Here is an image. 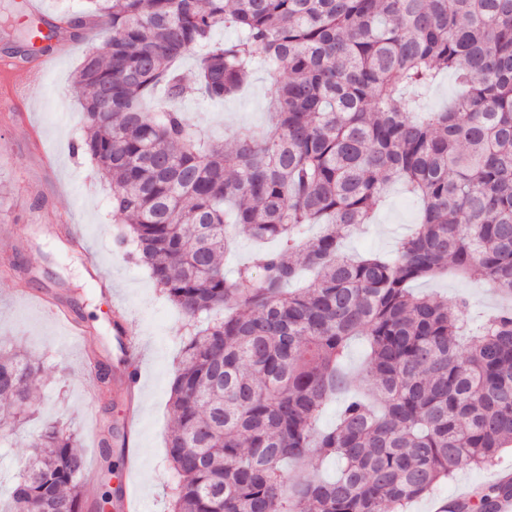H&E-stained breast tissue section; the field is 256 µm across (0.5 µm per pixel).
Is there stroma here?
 <instances>
[{"mask_svg": "<svg viewBox=\"0 0 512 512\" xmlns=\"http://www.w3.org/2000/svg\"><path fill=\"white\" fill-rule=\"evenodd\" d=\"M76 0H0V60L14 63L15 77L39 60L20 38L24 28L55 29L39 94L25 104L28 124L10 120L8 85L0 82V258L10 255L16 267L0 277V346L14 347L39 358L44 366L34 397L35 417L0 433V496H7L29 452L33 436L48 422H65L78 436V451L87 469L103 475L117 454L103 455L96 430L101 422L121 427L126 398L120 378L126 367L117 359L112 340L113 306L122 307L131 332L143 348L142 405L131 431L140 469L130 479L144 512H167L172 481L165 438L173 424L169 384L179 361L188 320L156 288L147 272L129 263L113 245L121 224L109 209L110 186L88 159L72 151L81 128L82 92L74 73L83 56L102 49L107 26L73 29L62 14ZM282 72L258 64L250 85L236 99L212 102L199 96L179 107L191 124L214 138L231 142L237 132L262 129ZM419 207L402 187H392L374 224L353 229L342 247L349 253H389L418 220ZM78 239H71L70 229ZM97 252L101 277L92 276L85 250ZM415 294H435L471 302L472 314L499 304L482 280L445 277L414 284ZM66 310L83 321L84 342L67 340L45 305ZM112 366L108 393H87L83 370L93 361ZM512 469V450H503L495 467L463 468L441 485L435 496L409 504L406 512H432L435 498L454 499L461 489L489 486L495 471Z\"/></svg>", "mask_w": 512, "mask_h": 512, "instance_id": "35a3bbf8", "label": "stroma"}]
</instances>
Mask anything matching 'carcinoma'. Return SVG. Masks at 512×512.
<instances>
[{
	"label": "carcinoma",
	"instance_id": "cac0c4a2",
	"mask_svg": "<svg viewBox=\"0 0 512 512\" xmlns=\"http://www.w3.org/2000/svg\"><path fill=\"white\" fill-rule=\"evenodd\" d=\"M106 19L104 51L75 80L74 151L111 180L116 245L188 319L165 439L171 512H404L463 467L512 443V307L464 335L467 300L411 285L478 277L512 298V0H80L70 24ZM228 25L241 32L214 39ZM193 85L177 63L196 50ZM263 61L288 78L274 130L231 146L177 102L236 98ZM459 93L425 111L440 74ZM405 184L419 223L390 254L351 258L342 241ZM229 224L257 249L224 276ZM321 225L307 236L306 227ZM366 337L364 387L343 368ZM41 367L0 349V430L31 420ZM336 426L314 423L337 395ZM56 425L30 444L0 512H84L85 461ZM333 457L291 484L288 464ZM115 468L98 512L112 507ZM512 484L458 504L494 512Z\"/></svg>",
	"mask_w": 512,
	"mask_h": 512
}]
</instances>
